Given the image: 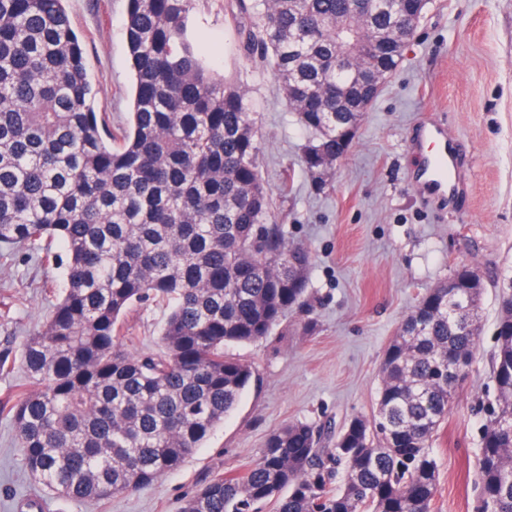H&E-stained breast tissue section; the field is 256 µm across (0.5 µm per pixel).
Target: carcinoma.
Returning a JSON list of instances; mask_svg holds the SVG:
<instances>
[{
    "mask_svg": "<svg viewBox=\"0 0 512 512\" xmlns=\"http://www.w3.org/2000/svg\"><path fill=\"white\" fill-rule=\"evenodd\" d=\"M65 0H0V265L28 249L62 270L53 310L0 373L25 380L0 401L23 468L50 492L101 505L148 488L202 447L237 407L249 366L224 353L266 336L306 305L311 251L272 216L258 165L260 128L245 91L217 77L188 35L196 0H128L135 89L115 133L95 111ZM240 30L302 125V165L322 181L394 72L425 14L371 0H253ZM407 15L414 23L397 26ZM351 69L336 70V45ZM162 302L163 351L118 342L122 314ZM480 331L428 290L385 350L372 418L332 434L296 421L270 434L242 473L218 474L181 512H431L432 441L457 394L448 357L473 364ZM491 358L495 406L477 462L476 512H512V297Z\"/></svg>",
    "mask_w": 512,
    "mask_h": 512,
    "instance_id": "carcinoma-1",
    "label": "carcinoma"
}]
</instances>
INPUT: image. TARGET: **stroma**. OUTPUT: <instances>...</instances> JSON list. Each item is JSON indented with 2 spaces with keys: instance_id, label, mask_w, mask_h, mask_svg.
<instances>
[{
  "instance_id": "stroma-1",
  "label": "stroma",
  "mask_w": 512,
  "mask_h": 512,
  "mask_svg": "<svg viewBox=\"0 0 512 512\" xmlns=\"http://www.w3.org/2000/svg\"><path fill=\"white\" fill-rule=\"evenodd\" d=\"M79 33L95 108L126 126L133 72L127 0H65ZM236 0H200L189 33L208 65L247 91L262 131L259 169L271 212L289 241L312 250L310 309L290 310L266 338L229 347L255 378L203 447L155 485L113 497L99 512H180L218 474L240 472L267 437L294 421L343 427L372 416L385 350L417 301L458 268L485 290L475 360L448 408L433 449L439 465L432 512H474V473L488 410L502 293L512 282V0H430L403 61L323 185L301 156L314 135L292 112L269 69L247 58ZM445 121L467 155L450 205L426 206L412 177L409 145L421 117ZM58 270L30 262L0 269V350L19 349L41 328L55 298L43 291ZM165 305L128 310L120 337L133 353L161 349ZM0 512H88L48 494L21 468L15 430L0 418Z\"/></svg>"
}]
</instances>
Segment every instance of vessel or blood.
Segmentation results:
<instances>
[{
    "label": "vessel or blood",
    "instance_id": "obj_1",
    "mask_svg": "<svg viewBox=\"0 0 512 512\" xmlns=\"http://www.w3.org/2000/svg\"><path fill=\"white\" fill-rule=\"evenodd\" d=\"M427 140L432 141L433 146L422 156L417 180L425 188L428 202L437 203L454 195L461 158L457 145L448 140L440 127L431 124L422 127L415 143L420 146Z\"/></svg>",
    "mask_w": 512,
    "mask_h": 512
}]
</instances>
